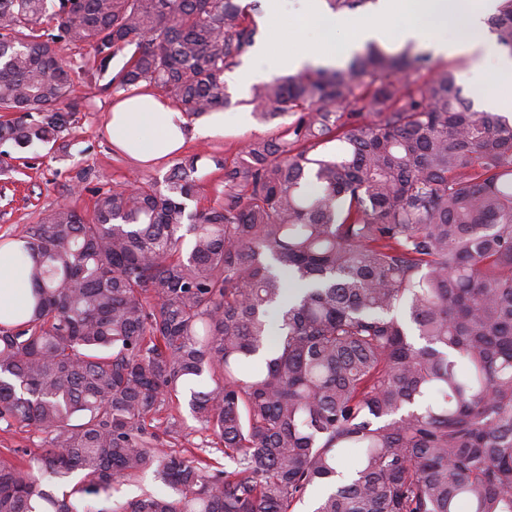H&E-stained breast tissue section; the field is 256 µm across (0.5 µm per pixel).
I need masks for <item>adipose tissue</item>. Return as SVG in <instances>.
I'll return each instance as SVG.
<instances>
[{
	"instance_id": "1",
	"label": "adipose tissue",
	"mask_w": 512,
	"mask_h": 512,
	"mask_svg": "<svg viewBox=\"0 0 512 512\" xmlns=\"http://www.w3.org/2000/svg\"><path fill=\"white\" fill-rule=\"evenodd\" d=\"M497 0H473L463 6L459 0H382L381 12L372 20L359 23V36L342 50L304 46L278 57V68L295 71L306 63L333 65L343 61L363 43L385 36L384 23L395 11H408L412 19L400 34L401 42L430 47L436 55L467 53L473 73L491 72L494 82L512 89V56L491 38L485 19ZM438 29L454 31L453 40L434 38ZM111 143L142 162L179 151L187 135L186 121L169 102L151 93L126 97L113 105L106 125ZM29 284L18 267L14 253L0 249V316L15 313L26 302Z\"/></svg>"
}]
</instances>
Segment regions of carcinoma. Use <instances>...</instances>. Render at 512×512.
Masks as SVG:
<instances>
[{
  "label": "carcinoma",
  "mask_w": 512,
  "mask_h": 512,
  "mask_svg": "<svg viewBox=\"0 0 512 512\" xmlns=\"http://www.w3.org/2000/svg\"><path fill=\"white\" fill-rule=\"evenodd\" d=\"M258 11L0 0V140L69 146L70 46L114 93L156 88L190 121L220 109ZM489 24L512 55V0ZM248 104L271 134L210 157L207 207L189 209L195 153L13 240L30 295L0 323V423L42 441L0 461V512H295L346 448L353 479L314 512H512V120L430 55L374 44ZM182 399L226 465L162 449ZM147 470L163 491L104 506Z\"/></svg>",
  "instance_id": "carcinoma-1"
}]
</instances>
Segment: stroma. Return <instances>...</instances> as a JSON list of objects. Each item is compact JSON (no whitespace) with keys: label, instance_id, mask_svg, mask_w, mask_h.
I'll list each match as a JSON object with an SVG mask.
<instances>
[{"label":"stroma","instance_id":"1","mask_svg":"<svg viewBox=\"0 0 512 512\" xmlns=\"http://www.w3.org/2000/svg\"><path fill=\"white\" fill-rule=\"evenodd\" d=\"M301 0H282L276 13L261 12L257 21L265 35L258 47L279 55L302 43L320 44L316 27L297 29L295 19ZM76 85L73 99L60 102L61 111H75V137L66 151L42 146L29 149L27 163L18 166L17 152L8 142L0 143V239L10 240L21 234L26 225L36 223L58 203L67 202L78 209L91 206L94 188H109L135 179H161L175 164V157H163L151 164L139 163L114 147L106 130L112 103L111 91L103 80L83 72H73ZM230 101L224 106L226 116L223 135L203 137L189 132L184 154L208 153L234 158L244 141L268 136L270 126L251 115L248 106L249 86L239 82L236 72L225 76ZM178 423L177 437H165L166 448L187 452L209 447L211 438L193 419L187 404L170 410Z\"/></svg>","mask_w":512,"mask_h":512}]
</instances>
